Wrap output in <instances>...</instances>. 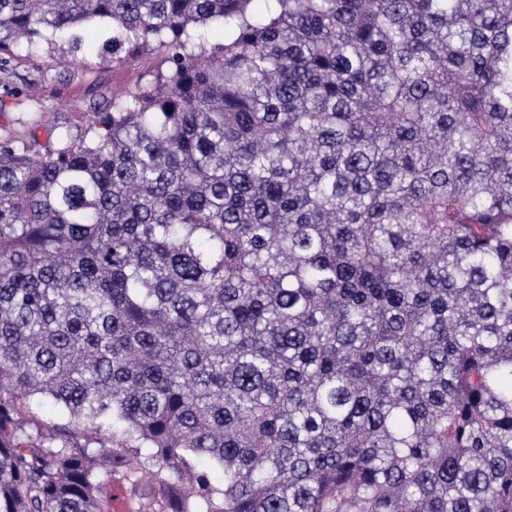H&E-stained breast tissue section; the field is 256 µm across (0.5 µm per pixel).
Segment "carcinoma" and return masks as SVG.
<instances>
[{
	"label": "carcinoma",
	"instance_id": "obj_1",
	"mask_svg": "<svg viewBox=\"0 0 512 512\" xmlns=\"http://www.w3.org/2000/svg\"><path fill=\"white\" fill-rule=\"evenodd\" d=\"M88 27L162 68L0 142V512H512V0H0V60ZM98 496L103 512H139L138 493L120 473L112 472V475L101 479ZM115 507H121L123 510L116 511Z\"/></svg>",
	"mask_w": 512,
	"mask_h": 512
}]
</instances>
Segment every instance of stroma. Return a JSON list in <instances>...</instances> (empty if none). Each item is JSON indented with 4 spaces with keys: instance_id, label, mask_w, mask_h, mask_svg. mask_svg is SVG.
<instances>
[{
    "instance_id": "obj_1",
    "label": "stroma",
    "mask_w": 512,
    "mask_h": 512,
    "mask_svg": "<svg viewBox=\"0 0 512 512\" xmlns=\"http://www.w3.org/2000/svg\"><path fill=\"white\" fill-rule=\"evenodd\" d=\"M101 40L89 33L83 54L86 66L64 67L67 46L20 50L16 57L0 64V141L35 128L31 150L43 153L56 144L60 131L80 134L90 104L108 105L114 91L135 84L157 70L161 58L146 52L128 62L112 66L99 63ZM104 512H139L137 491L121 474L103 477L98 492Z\"/></svg>"
}]
</instances>
